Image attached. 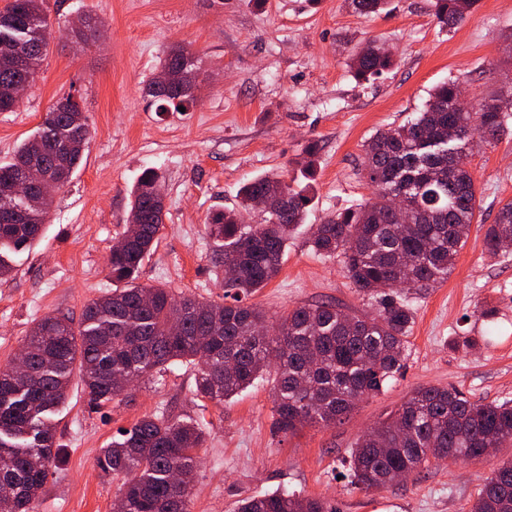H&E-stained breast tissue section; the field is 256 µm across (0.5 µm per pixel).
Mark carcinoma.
Returning <instances> with one entry per match:
<instances>
[{
    "label": "carcinoma",
    "instance_id": "1",
    "mask_svg": "<svg viewBox=\"0 0 512 512\" xmlns=\"http://www.w3.org/2000/svg\"><path fill=\"white\" fill-rule=\"evenodd\" d=\"M478 0H434L438 22L454 26ZM363 14H378L387 0H352ZM49 45L43 0H12L0 12V56L18 48L41 62ZM394 66L384 44L371 41L356 51L350 71L368 81ZM163 69H195L181 48L170 51ZM23 70L0 62V112L16 102L12 86ZM458 82L435 86L415 116L377 132L364 144L362 174L372 197L315 225L311 248L326 258H342L356 290L374 301L370 314L349 313L331 302L299 305L271 323L246 299L280 272L288 239L307 221L314 198L309 183L292 186L279 173L244 183L239 208L208 217L207 234L217 250L224 277V300L175 298L171 289L138 283L162 226L163 201L152 195L160 175L144 170L130 191L124 240L112 248L109 275L119 287L89 303L79 327L65 316H45L23 341L31 377L0 367V512H32L59 449L53 415L68 397L79 372L89 404L98 407L121 394L128 380L142 379L181 361L196 368L199 396L224 403L265 374L273 375L274 426L294 433L306 425L329 426L364 396L378 393L404 367L413 315L406 293L435 288L448 279L465 245L478 205L467 168L475 140L494 139L512 119V85L481 100L475 112L455 108ZM161 112L190 108L195 95L149 86ZM57 99L38 131L25 139L10 162L0 164V186L23 178L27 166L50 165L57 156L71 177L83 159L89 130L81 112ZM58 187L49 184L13 204L20 220L0 223V279L15 270L12 255L43 234ZM259 195L272 198L258 224L240 222V210ZM408 207L409 227L398 235L392 197ZM512 239V201L497 212L485 234L492 254ZM203 430L179 419L146 415L98 458L105 472L130 474L125 483L126 512H188ZM512 446V402L473 401L457 389L428 387L412 392L378 426L351 448V485L380 489L391 474L414 472L429 461L432 448L450 460H477L485 448ZM238 512H328L319 498L276 491L245 498ZM471 512H512V460L500 466L479 490Z\"/></svg>",
    "mask_w": 512,
    "mask_h": 512
}]
</instances>
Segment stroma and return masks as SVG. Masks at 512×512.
<instances>
[{"label":"stroma","mask_w":512,"mask_h":512,"mask_svg":"<svg viewBox=\"0 0 512 512\" xmlns=\"http://www.w3.org/2000/svg\"><path fill=\"white\" fill-rule=\"evenodd\" d=\"M44 9L48 53L15 111L0 112V162L66 95L78 101L91 139L54 198L44 236L0 281V366L14 360L37 320L80 319L112 290L110 250L126 228L128 191L148 167L161 175L165 216L141 285L220 300L224 288L203 224L237 207L243 183L274 171L291 184L313 180L315 197L280 273L249 303L272 321L303 304L368 310L340 260L312 251L311 225L371 197L361 173L365 141L405 123L434 86L457 81L477 102L512 77V0H479L454 27L437 22L430 0H389L378 15L358 13L351 0H45ZM79 18L87 25L77 45L70 25ZM373 39L396 65L356 81L348 58ZM176 46L198 60L197 101L186 112H160L147 90ZM310 139L320 152L309 178L301 160ZM469 170L481 209L447 281L411 294L405 366L381 392L334 425L285 434L272 427L268 376L218 405L196 394L192 366L173 363L99 408L73 378L54 417L59 461L35 512H113L128 477L103 473L97 458L146 414L191 420L207 434L190 512H237L244 498L282 490L322 499L333 512H470L487 478L512 459V447L477 461L433 460L380 490L347 481L359 436L419 388L512 401V250L494 256L484 244L500 204L512 200V124L473 150ZM483 309L495 311L494 321L480 317Z\"/></svg>","instance_id":"stroma-1"}]
</instances>
